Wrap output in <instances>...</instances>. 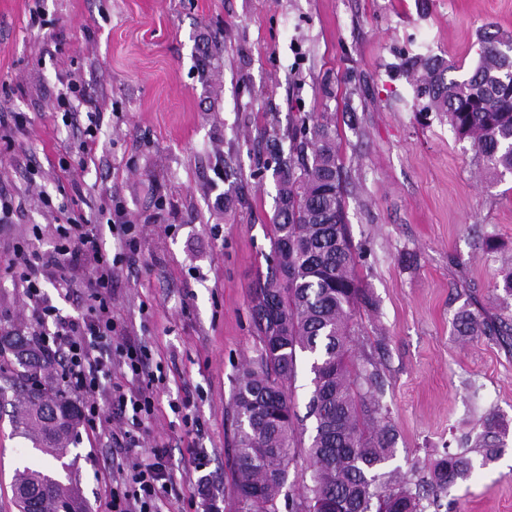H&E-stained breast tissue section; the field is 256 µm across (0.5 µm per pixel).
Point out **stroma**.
<instances>
[{
    "mask_svg": "<svg viewBox=\"0 0 512 512\" xmlns=\"http://www.w3.org/2000/svg\"><path fill=\"white\" fill-rule=\"evenodd\" d=\"M512 40V0H0V113H24L0 193L14 222L0 231V334L41 326L5 271L16 243L53 223L59 206L101 223L102 196L137 224L112 310L145 346L164 383L144 449L191 492L194 453L220 512H240L228 458L236 376L259 345L250 288L269 250L276 184L265 163L288 148L301 113L333 118L347 225L366 253L359 276L375 301L357 320L356 351L377 367L391 468L428 475L487 414L494 457L470 451L466 478L426 512H512V341L458 335L457 311L512 318L501 285L512 259V175L488 171L470 140L410 108L394 66L431 53L469 69L481 37ZM79 80L77 117L61 98ZM99 111L100 148L83 144ZM194 400L186 434L172 402ZM64 461L16 434L0 409V512H18V469L75 486L106 512L112 448L80 433Z\"/></svg>",
    "mask_w": 512,
    "mask_h": 512,
    "instance_id": "stroma-1",
    "label": "stroma"
}]
</instances>
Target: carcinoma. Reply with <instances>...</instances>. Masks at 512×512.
<instances>
[{"mask_svg": "<svg viewBox=\"0 0 512 512\" xmlns=\"http://www.w3.org/2000/svg\"><path fill=\"white\" fill-rule=\"evenodd\" d=\"M398 68L411 81L413 111L448 121L457 136L471 140L488 170L512 174V96L501 91V81L512 79L506 41L484 35L479 62L463 77L450 75L453 67L435 56L407 55ZM289 138L288 155L277 150L266 166L277 205L266 273L252 293L260 346L239 373L234 395L230 456L240 508L278 512L300 425L290 390L305 353L310 475L298 496L287 494L288 512H425L423 501L437 503L470 464L448 453L428 480L414 484L387 470L394 449L378 418L379 373L360 367L354 348V317L373 301L360 286L361 250L347 230L336 123L305 115ZM453 324L462 335L512 336L508 321L486 325L466 309ZM3 400L16 428L44 454L59 460L79 442L80 406L62 387L55 358L26 336H0ZM495 426L488 416L476 441L487 456L499 451ZM14 496L19 512H87L71 485L29 467L16 471Z\"/></svg>", "mask_w": 512, "mask_h": 512, "instance_id": "1", "label": "carcinoma"}]
</instances>
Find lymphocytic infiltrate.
Here are the masks:
<instances>
[{
	"label": "lymphocytic infiltrate",
	"mask_w": 512,
	"mask_h": 512,
	"mask_svg": "<svg viewBox=\"0 0 512 512\" xmlns=\"http://www.w3.org/2000/svg\"><path fill=\"white\" fill-rule=\"evenodd\" d=\"M100 215L123 246L122 253L109 254L103 245L97 225L83 217H67L65 223L53 224L49 233L54 240L51 252H43L32 244L16 246L8 268L19 279L23 295L38 324L52 323V333L39 340L60 367L64 388L80 394L82 420L94 432L104 435L123 455L112 477L108 512H157L161 496L180 499L181 492L166 461V450L155 445L149 457H142L138 436L133 430L150 418L157 390L146 354L131 345L118 329L112 315V289L117 272L125 259V251L136 248L135 224L125 213L103 203ZM92 265L89 279L78 278L76 261ZM54 269L53 288L60 293L80 294L82 312L62 314L44 290V272ZM129 375V387L110 384L113 369ZM127 414L126 425L113 426L101 408L102 403Z\"/></svg>",
	"instance_id": "1"
}]
</instances>
